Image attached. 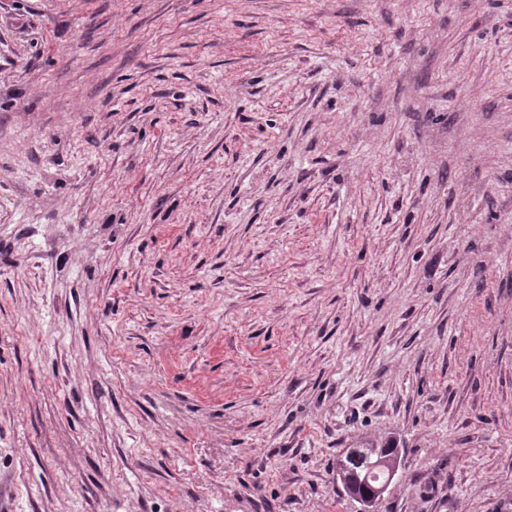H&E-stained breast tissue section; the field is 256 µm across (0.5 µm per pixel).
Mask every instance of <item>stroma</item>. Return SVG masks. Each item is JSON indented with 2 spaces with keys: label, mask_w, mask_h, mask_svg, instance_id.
Here are the masks:
<instances>
[{
  "label": "stroma",
  "mask_w": 512,
  "mask_h": 512,
  "mask_svg": "<svg viewBox=\"0 0 512 512\" xmlns=\"http://www.w3.org/2000/svg\"><path fill=\"white\" fill-rule=\"evenodd\" d=\"M512 512V0H0V512ZM382 443L383 442H380L379 448L369 446V448L353 449L346 455L345 460L341 459L337 470L336 475L340 479L345 491L355 496H358L359 486L358 483H356L358 480L366 478L369 470L379 473L376 485L371 486V488L363 492V501H360L364 506L362 512L376 511V505L383 498L384 493L401 467V462H399L398 458L382 454L381 449L386 447H382ZM353 456H361L364 463L359 466H354L352 463ZM350 465H352V467ZM363 465H366V474L362 476V474L358 472V468H361ZM380 474L382 476L381 478Z\"/></svg>",
  "instance_id": "1"
}]
</instances>
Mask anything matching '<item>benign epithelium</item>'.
Segmentation results:
<instances>
[{"label":"benign epithelium","instance_id":"obj_1","mask_svg":"<svg viewBox=\"0 0 512 512\" xmlns=\"http://www.w3.org/2000/svg\"><path fill=\"white\" fill-rule=\"evenodd\" d=\"M360 456L366 463V470L381 474L377 478L376 485L363 492L362 512H375V507L383 498L384 493L397 475L401 462L399 459L382 454L379 448H355L346 455V459L340 462L337 477L340 479L345 491L352 495L358 494V481L363 476L358 472V467L352 465V457Z\"/></svg>","mask_w":512,"mask_h":512}]
</instances>
